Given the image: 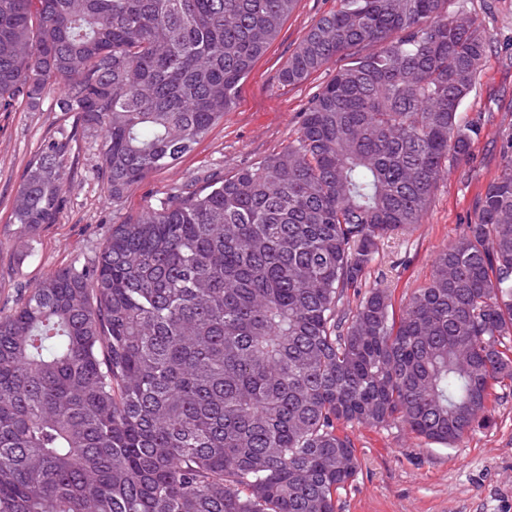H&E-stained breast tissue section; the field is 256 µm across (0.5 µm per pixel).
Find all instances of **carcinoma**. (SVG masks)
<instances>
[{
    "label": "carcinoma",
    "mask_w": 512,
    "mask_h": 512,
    "mask_svg": "<svg viewBox=\"0 0 512 512\" xmlns=\"http://www.w3.org/2000/svg\"><path fill=\"white\" fill-rule=\"evenodd\" d=\"M449 0H338L288 58L311 99L288 148L115 224L91 268L0 317V512H336L347 425L451 445L512 386V145L474 219L394 317L366 281L422 223L482 118L489 41ZM297 0H0V111L98 134L117 202L192 151ZM68 138L30 160L13 223L63 203Z\"/></svg>",
    "instance_id": "1"
}]
</instances>
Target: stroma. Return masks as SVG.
<instances>
[{
  "label": "stroma",
  "mask_w": 512,
  "mask_h": 512,
  "mask_svg": "<svg viewBox=\"0 0 512 512\" xmlns=\"http://www.w3.org/2000/svg\"><path fill=\"white\" fill-rule=\"evenodd\" d=\"M336 0H298L278 36L241 83L235 106L174 165L135 184L113 202L97 173V138L73 133L55 94L36 105L0 112V316L46 275L91 264L113 225L135 220L166 193L202 187L215 173L232 176L287 148L314 94L339 69L332 61L302 83L280 74L305 33ZM450 17L476 20L490 52L461 122L482 117L469 164H449L421 222L383 240L368 282L383 281L401 311L428 280L437 255L473 219L478 200L497 175L502 148L512 140V0H450ZM71 137L66 190L57 220L34 233L13 224V204L28 162L45 141ZM490 427L452 445L427 441L406 426L347 427L360 469L337 495V512H512V388H498Z\"/></svg>",
  "instance_id": "35a3bbf8"
}]
</instances>
